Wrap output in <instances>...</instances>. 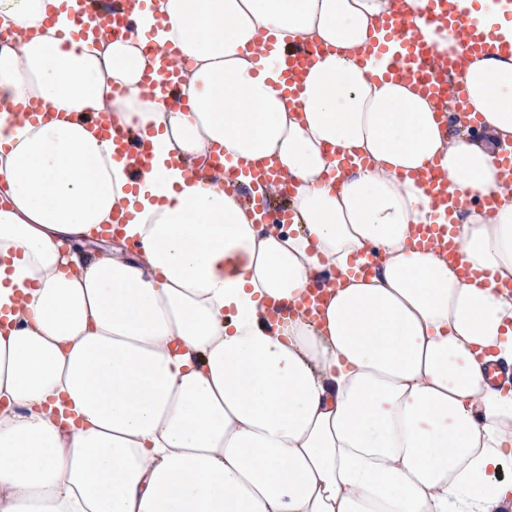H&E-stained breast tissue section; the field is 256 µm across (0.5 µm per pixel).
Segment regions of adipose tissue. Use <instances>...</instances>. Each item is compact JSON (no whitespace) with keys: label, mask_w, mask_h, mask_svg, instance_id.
<instances>
[{"label":"adipose tissue","mask_w":512,"mask_h":512,"mask_svg":"<svg viewBox=\"0 0 512 512\" xmlns=\"http://www.w3.org/2000/svg\"><path fill=\"white\" fill-rule=\"evenodd\" d=\"M60 2L0 0V512H512V382L485 376L512 366V56L469 64L461 114L366 60L398 7L455 50L429 0H134L139 35L81 45ZM456 2L512 41L499 0ZM158 21L189 61L181 107L141 86ZM270 37L325 47L298 96ZM32 99L50 120L15 122ZM106 108L150 169L84 121ZM219 152L277 165L293 224L255 223L223 174L186 180ZM430 169L499 194L453 214L481 277L415 246Z\"/></svg>","instance_id":"adipose-tissue-1"}]
</instances>
